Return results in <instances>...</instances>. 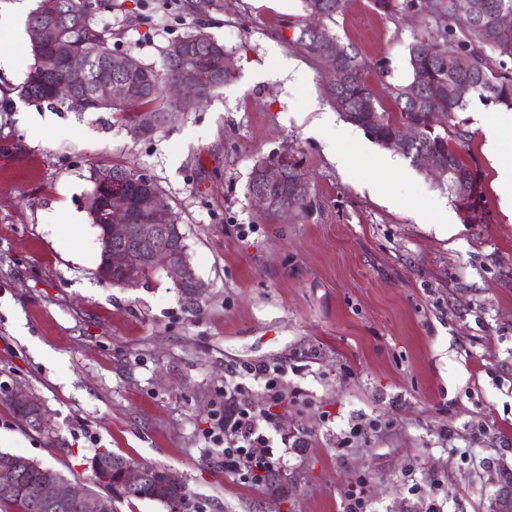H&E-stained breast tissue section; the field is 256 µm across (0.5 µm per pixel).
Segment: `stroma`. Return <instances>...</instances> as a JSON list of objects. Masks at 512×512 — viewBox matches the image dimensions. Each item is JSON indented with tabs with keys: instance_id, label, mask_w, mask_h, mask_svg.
Returning <instances> with one entry per match:
<instances>
[{
	"instance_id": "obj_1",
	"label": "stroma",
	"mask_w": 512,
	"mask_h": 512,
	"mask_svg": "<svg viewBox=\"0 0 512 512\" xmlns=\"http://www.w3.org/2000/svg\"><path fill=\"white\" fill-rule=\"evenodd\" d=\"M15 2L0 0V49L28 59ZM396 2L387 13L352 0L333 26L389 111L429 26ZM301 13L302 0H109L91 22L116 51L158 66L200 29L232 55L230 81L147 136L105 110L28 104L24 74H0V384L38 397L49 420L36 431L0 404V450L85 486L104 448L162 466L185 482L189 512H344L357 482L368 512H492L512 481V220L479 119L495 106L474 95L456 114L487 221L445 229L447 191L327 101L297 42ZM334 149L354 162L338 167ZM287 150L307 206L273 219L248 182ZM384 158L397 170L385 199L367 188ZM96 164L162 190L202 282L195 301L161 270L137 288L98 279L85 206ZM63 208L77 225L59 223ZM257 364L286 370L274 414L287 446L263 486L225 473L211 441L225 384L266 408L244 373ZM357 423L371 429L350 437Z\"/></svg>"
}]
</instances>
